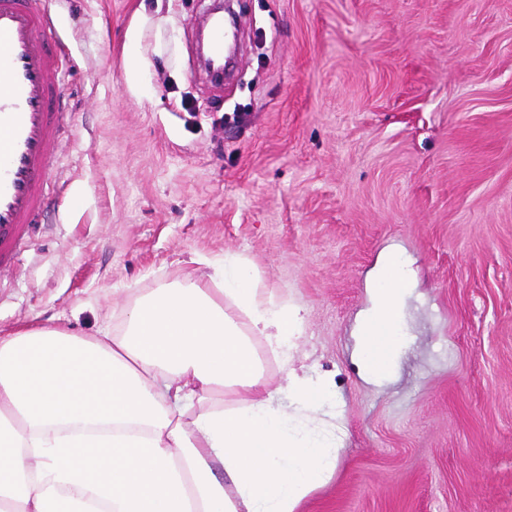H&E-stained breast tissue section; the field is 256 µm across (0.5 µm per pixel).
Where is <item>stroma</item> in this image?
I'll return each mask as SVG.
<instances>
[{
    "label": "stroma",
    "mask_w": 512,
    "mask_h": 512,
    "mask_svg": "<svg viewBox=\"0 0 512 512\" xmlns=\"http://www.w3.org/2000/svg\"><path fill=\"white\" fill-rule=\"evenodd\" d=\"M240 71L196 56L212 0H47L75 135L61 198L0 275V335L118 329L228 254L305 307L336 471L298 512H512V0H242ZM412 285L385 377L356 325L383 256Z\"/></svg>",
    "instance_id": "1"
}]
</instances>
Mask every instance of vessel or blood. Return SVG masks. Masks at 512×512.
I'll use <instances>...</instances> for the list:
<instances>
[{"mask_svg":"<svg viewBox=\"0 0 512 512\" xmlns=\"http://www.w3.org/2000/svg\"><path fill=\"white\" fill-rule=\"evenodd\" d=\"M46 0H0V273L16 264L35 224L53 205L55 160L70 128L63 106L66 44ZM211 78L235 25L209 17Z\"/></svg>","mask_w":512,"mask_h":512,"instance_id":"1","label":"vessel or blood"}]
</instances>
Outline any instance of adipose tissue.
Instances as JSON below:
<instances>
[{
  "instance_id": "ef3b65f1",
  "label": "adipose tissue",
  "mask_w": 512,
  "mask_h": 512,
  "mask_svg": "<svg viewBox=\"0 0 512 512\" xmlns=\"http://www.w3.org/2000/svg\"><path fill=\"white\" fill-rule=\"evenodd\" d=\"M410 285L388 254L359 324L374 376L401 347ZM304 313L267 302L258 271L228 255L219 276L141 299L122 332L0 337V512H297L343 445L326 383L287 366ZM259 338L285 365L279 387Z\"/></svg>"
}]
</instances>
